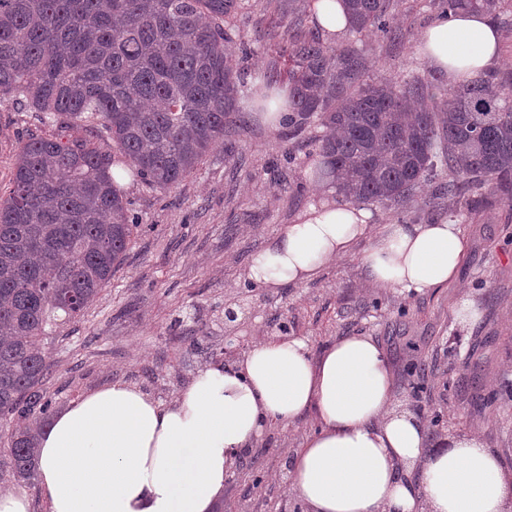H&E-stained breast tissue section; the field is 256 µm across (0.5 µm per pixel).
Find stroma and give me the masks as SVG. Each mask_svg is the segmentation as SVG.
<instances>
[{"mask_svg": "<svg viewBox=\"0 0 512 512\" xmlns=\"http://www.w3.org/2000/svg\"><path fill=\"white\" fill-rule=\"evenodd\" d=\"M243 2L224 25L249 48L234 54L233 66L252 88L263 75L285 73L293 15L301 17L299 34L317 29L304 0ZM442 9L441 0H393L392 34L350 31L340 41L360 48L374 74L402 83L427 71L415 40ZM239 105L223 142L170 190L124 181L138 229L110 283L46 349L56 408L117 381L167 404L206 366L235 363L272 336L305 338L315 355L337 337L369 336L392 366L397 408L436 418L434 447L478 437L512 474V204L494 193L471 208L439 195L437 180L428 179L407 205L370 206L376 233L389 224L457 220L467 249L443 288L406 294L367 285L365 239L305 284L256 286L245 275L252 255L319 198L311 173L321 130L292 136L255 119L249 95ZM32 135L112 148L90 127L44 123L0 102V196L12 187L18 147ZM281 172L290 189L278 186ZM312 427L306 416L265 431L226 482L223 512H303L278 476Z\"/></svg>", "mask_w": 512, "mask_h": 512, "instance_id": "stroma-1", "label": "stroma"}]
</instances>
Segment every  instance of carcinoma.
Instances as JSON below:
<instances>
[{
	"label": "carcinoma",
	"instance_id": "carcinoma-1",
	"mask_svg": "<svg viewBox=\"0 0 512 512\" xmlns=\"http://www.w3.org/2000/svg\"><path fill=\"white\" fill-rule=\"evenodd\" d=\"M357 34L391 33V0H347ZM497 18L499 0H442ZM240 0H0V99L60 124L84 122L150 186L167 190L224 138L244 83L230 66ZM356 48L296 38L288 50L293 134L317 123L322 167L348 203L403 206L422 180L471 207L512 201V71L433 92L416 77H369ZM90 142L33 135L0 198V424L13 475H35L52 399L44 340L112 280L137 224Z\"/></svg>",
	"mask_w": 512,
	"mask_h": 512
}]
</instances>
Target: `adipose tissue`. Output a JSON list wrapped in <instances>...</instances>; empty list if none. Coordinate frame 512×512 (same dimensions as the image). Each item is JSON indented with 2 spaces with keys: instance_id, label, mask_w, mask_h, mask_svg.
I'll use <instances>...</instances> for the list:
<instances>
[{
  "instance_id": "obj_1",
  "label": "adipose tissue",
  "mask_w": 512,
  "mask_h": 512,
  "mask_svg": "<svg viewBox=\"0 0 512 512\" xmlns=\"http://www.w3.org/2000/svg\"><path fill=\"white\" fill-rule=\"evenodd\" d=\"M500 34L483 13L425 28L419 55L456 85L495 67ZM366 209L311 205L252 256L250 281L301 285L370 231ZM466 249L459 225L393 224L362 256L370 283L403 293L446 286ZM392 368L369 336H340L319 356L273 336L234 365L201 370L163 405L113 382L61 410L39 442L47 512H213L243 452L267 426L311 414L291 491L307 512H512V476L473 437L433 449L424 424L394 405Z\"/></svg>"
}]
</instances>
